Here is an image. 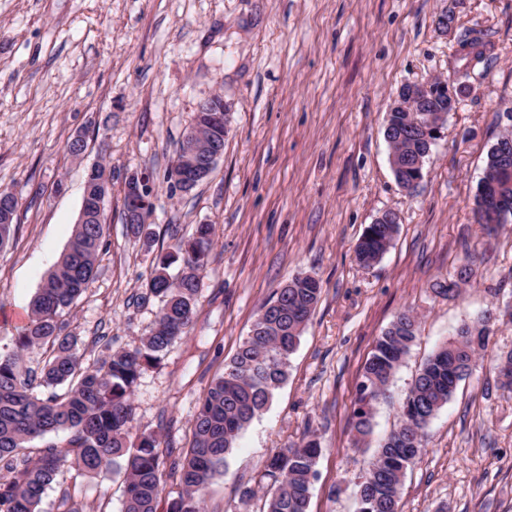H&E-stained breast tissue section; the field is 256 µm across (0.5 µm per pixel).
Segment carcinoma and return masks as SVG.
<instances>
[{
  "instance_id": "1",
  "label": "carcinoma",
  "mask_w": 512,
  "mask_h": 512,
  "mask_svg": "<svg viewBox=\"0 0 512 512\" xmlns=\"http://www.w3.org/2000/svg\"><path fill=\"white\" fill-rule=\"evenodd\" d=\"M431 113H388V142L401 154L393 171L399 183L423 178L417 161L427 160L434 141L425 138ZM190 125L202 130L211 145H224L225 123L212 113L196 112ZM18 201L0 192V248L15 232ZM497 213V223L512 217V134L500 135L490 149L475 195V214ZM396 224H369L356 248L364 267L391 245ZM213 226L199 224L193 236L171 251L157 254L144 284L145 297L159 302L153 326L133 350L106 349L92 368L83 366L77 337L67 332L65 316L97 270L107 248L105 224L76 225L60 260L44 279L31 305L29 321L16 337L15 350L0 353V512H42L47 489L70 470L97 476L124 473L125 512H157L163 487L160 466L169 464L183 491L167 512H202V497L222 473L239 434L267 409L288 378L289 356L321 295L316 278L296 277L279 288L253 324L250 335L224 370L213 379L198 406L190 447L179 454L165 446L163 435L136 427L132 395L142 372L160 363L185 338L197 311L200 280L210 263ZM469 264L434 284L438 295L458 292L470 279ZM491 314L461 324L455 337L423 363L408 392L399 400L397 430L380 444L359 484L362 512H398L408 465L425 448V438H410V425L426 431L431 419L452 398L459 382L485 350ZM417 316L401 312L377 338L365 362L352 412L357 441L372 433L373 406L386 395L390 380L416 339ZM47 345L51 357L39 370L23 363L24 351ZM66 434L63 442L49 439ZM42 445L29 452L32 442ZM322 448L308 439L274 452L266 464L271 478L263 512H308L310 489Z\"/></svg>"
}]
</instances>
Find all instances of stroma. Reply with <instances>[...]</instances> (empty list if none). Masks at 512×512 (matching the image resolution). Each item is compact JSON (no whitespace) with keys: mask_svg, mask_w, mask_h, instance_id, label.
<instances>
[{"mask_svg":"<svg viewBox=\"0 0 512 512\" xmlns=\"http://www.w3.org/2000/svg\"><path fill=\"white\" fill-rule=\"evenodd\" d=\"M452 15L448 30L436 19ZM477 41L480 62L466 43ZM441 77L463 88L424 177L404 191L384 127L398 89ZM228 106L224 153L192 193L170 194L166 173L198 104ZM512 130V0H0V190L18 200V226L0 248V349L11 350L29 303L66 248L87 168L106 160L107 249L68 315L87 366L105 348L132 350L156 319L145 299L152 259L214 227L210 264L190 335L142 374L133 400L140 427L168 447L190 444L198 404L275 291L319 279L321 298L270 407L240 435L211 481L205 512H261L264 463L277 449L318 439L309 512H355L357 482L399 424L397 402L426 358L458 327L512 305V219L487 232L474 197L487 154ZM85 133L72 159L67 143ZM149 175L152 246L123 219L124 182ZM385 212L398 233L381 260L359 266L364 228ZM470 263L454 297L436 281ZM417 339L355 444L352 411L374 342L404 309ZM512 351V321L492 325L475 369L426 428L408 467L400 512H512V390L493 359ZM82 512H124L123 477L68 472L63 496Z\"/></svg>","mask_w":512,"mask_h":512,"instance_id":"35a3bbf8","label":"stroma"}]
</instances>
